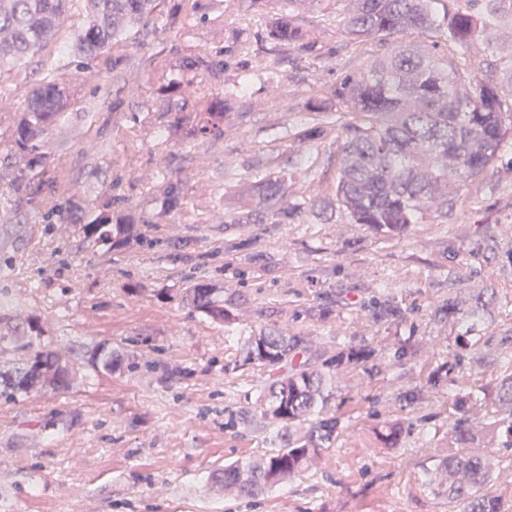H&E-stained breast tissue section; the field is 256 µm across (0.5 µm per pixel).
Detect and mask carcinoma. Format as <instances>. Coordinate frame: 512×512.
Returning a JSON list of instances; mask_svg holds the SVG:
<instances>
[{
  "instance_id": "obj_1",
  "label": "carcinoma",
  "mask_w": 512,
  "mask_h": 512,
  "mask_svg": "<svg viewBox=\"0 0 512 512\" xmlns=\"http://www.w3.org/2000/svg\"><path fill=\"white\" fill-rule=\"evenodd\" d=\"M70 0H0V30L11 33L0 44V65L32 54L52 40L65 21ZM88 21L73 37L79 63L93 61L109 43L125 36L153 12L155 0H85ZM261 12L269 40L286 49L312 40L300 13L309 8L338 21L348 42L375 38L387 49L366 67L345 74L336 86L310 103V110L350 115L342 124L344 136L337 148L336 202L356 224H366L390 235H402L428 212L446 213L465 184L495 163L512 139V104L503 89L481 70L460 60L483 52L501 54L512 47V0H253ZM444 37L448 53L438 42H396L408 33ZM191 70L211 74L224 70V59L196 56ZM70 93L53 82L34 87L19 112L10 153L26 166L41 165L48 134L69 104ZM188 141H217L224 133V99L202 100L200 107L171 130ZM11 179L17 194L50 193V180L31 187ZM254 193L277 215L291 212L288 186L270 179ZM83 233L111 247H120L141 234L140 225L112 209L107 202L95 207L88 220L77 219ZM215 289H193V306L217 323L233 321V311L214 297ZM492 288H461L442 309L449 322L472 320L485 311ZM463 354L436 368L426 381L430 389L448 386V399L457 418L448 429V456L424 469V485L445 489L448 512H503L502 496L494 494L502 460L487 452L504 440L512 447V329L499 336H460ZM313 341L279 331H260L247 337L234 368L255 366L269 376L257 400V410L241 414L244 424L257 430L275 426L271 452L246 464L214 471L211 481L224 492L254 496L271 491L286 480L322 461L321 452L345 427L344 418L331 412L335 368L375 357L372 347L336 343V356L317 363ZM96 370L110 372L118 356L105 346L90 353ZM494 377L495 384L478 391L458 388L452 373L462 362ZM71 371L51 349H38L19 365L0 367V398L18 401L47 388L65 392ZM401 426L389 422L380 431L385 446L397 447Z\"/></svg>"
}]
</instances>
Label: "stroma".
Masks as SVG:
<instances>
[{
  "mask_svg": "<svg viewBox=\"0 0 512 512\" xmlns=\"http://www.w3.org/2000/svg\"><path fill=\"white\" fill-rule=\"evenodd\" d=\"M173 4L159 0L147 23L82 68L65 53L87 19L83 0H71L49 44L0 69V173L20 168L6 146L28 90L52 79L74 92L44 146L54 202L19 199L0 183L9 328L40 326L34 345L73 371L69 391L0 400V512H448L447 494L423 485L424 468L448 454V393L417 406L398 395L456 353L441 309L457 289L496 292L477 335L512 327V149L461 188L447 216L424 215L401 236L353 223L331 195L344 115L318 138L300 134L312 125L309 102L369 64L380 43L349 46L314 12L305 16L313 42L283 50L252 0H183L185 23L169 26ZM221 49L223 74L182 64ZM245 70L253 78L240 94ZM202 95L226 99L216 145L168 132ZM277 177L297 216L275 224L258 200L239 206L254 182ZM167 179L181 186L174 208ZM108 198L146 217L145 242L113 248L59 221ZM185 240L199 261L173 262ZM206 285L233 309V329L193 307L189 291ZM385 299L400 317L375 319ZM235 329L304 336L327 357L340 341L377 351L340 368L331 408L346 426L324 465L255 496L224 495L210 479L271 449L268 431L238 421L264 376L226 370L240 350ZM406 340L420 354L399 355ZM99 344L120 355L119 368L92 369ZM390 421L404 426L395 448L376 440Z\"/></svg>",
  "mask_w": 512,
  "mask_h": 512,
  "instance_id": "1",
  "label": "stroma"
}]
</instances>
